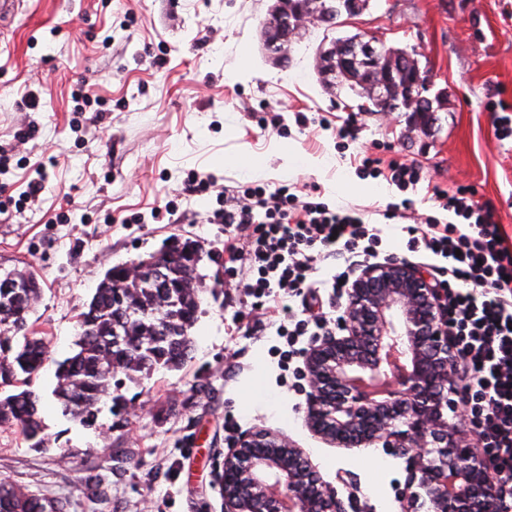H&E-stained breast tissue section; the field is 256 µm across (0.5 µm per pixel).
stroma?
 Here are the masks:
<instances>
[{"instance_id":"1","label":"stroma","mask_w":512,"mask_h":512,"mask_svg":"<svg viewBox=\"0 0 512 512\" xmlns=\"http://www.w3.org/2000/svg\"><path fill=\"white\" fill-rule=\"evenodd\" d=\"M275 0H26L0 53V272L33 271L42 291L28 317L48 360L31 386L42 397L49 438L35 448L0 425V480L62 512H224L215 469L236 438L254 429L304 448L317 474L351 473L358 512H397L405 462L381 448H336L304 425L300 349L310 336L276 335L254 298L215 288L229 279L224 227L207 223L216 193L191 195L190 174L218 185L275 189L362 214L380 227L385 260L413 262L405 225L426 216L455 221L433 186H467L512 241V0H370L333 31L309 26L287 61L269 57L262 33ZM375 36L413 53L442 96L438 112L359 111V97L327 88L319 74L325 35ZM105 102L73 125V88ZM31 94L36 108L21 104ZM33 128L14 147L15 132ZM294 150L286 166L271 141ZM378 175H364V157ZM420 166L407 189L389 164ZM261 168L246 173L247 164ZM44 166L38 200L18 187ZM184 212L173 224L165 205ZM394 218H385L387 208ZM198 242L204 292L181 369L124 381L126 413L101 409L96 427L63 416L53 395L58 361L71 356L78 321L105 271L159 252L171 240Z\"/></svg>"}]
</instances>
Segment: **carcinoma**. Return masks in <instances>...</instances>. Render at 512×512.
<instances>
[{"label":"carcinoma","mask_w":512,"mask_h":512,"mask_svg":"<svg viewBox=\"0 0 512 512\" xmlns=\"http://www.w3.org/2000/svg\"><path fill=\"white\" fill-rule=\"evenodd\" d=\"M316 20L333 24L338 0H301ZM169 261L173 288L160 291L142 273L128 277L125 264L111 266L99 282L82 313L75 353L57 364L54 396L62 413L86 427L96 424L99 404L112 396V380L121 373L132 379L138 373L160 367L178 368L189 358L200 303L201 285L194 257L201 248L193 242L174 243ZM40 293L34 274L12 270L0 278V383L19 382L24 389L0 399V424L20 429L34 447L46 443L44 423L38 413L40 396L27 388L48 359L41 339L24 338L15 348L7 333L26 330L27 316ZM0 512H60L58 505L9 482H0Z\"/></svg>","instance_id":"1"}]
</instances>
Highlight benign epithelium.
I'll use <instances>...</instances> for the list:
<instances>
[{
    "instance_id": "7a95c632",
    "label": "benign epithelium",
    "mask_w": 512,
    "mask_h": 512,
    "mask_svg": "<svg viewBox=\"0 0 512 512\" xmlns=\"http://www.w3.org/2000/svg\"><path fill=\"white\" fill-rule=\"evenodd\" d=\"M282 28L303 26L312 17L297 6L278 16ZM322 56L338 60L353 80L358 63L376 73L380 98L395 104L402 92L410 112L433 111L422 96L428 75L410 55L398 60L373 38L334 39ZM403 84H398L399 78ZM155 288L171 287L159 256L141 260ZM346 307L336 326L316 336L305 353L308 384L305 423L338 448L378 444L406 458L407 478L398 500L401 512H496L501 484L449 414L456 413L454 376L457 344L448 334V301L418 267L397 261L367 265L345 289ZM402 354L408 374L400 386L371 396L362 379L372 378L394 354ZM224 512H348L347 499L324 483L305 451L265 429L241 434L217 472Z\"/></svg>"
}]
</instances>
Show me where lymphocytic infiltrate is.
Listing matches in <instances>:
<instances>
[{
    "instance_id": "1",
    "label": "lymphocytic infiltrate",
    "mask_w": 512,
    "mask_h": 512,
    "mask_svg": "<svg viewBox=\"0 0 512 512\" xmlns=\"http://www.w3.org/2000/svg\"><path fill=\"white\" fill-rule=\"evenodd\" d=\"M433 194L466 225L427 217L406 225L408 246L448 261L440 285L465 373L462 392L473 400L471 423L486 441L493 477L512 484V247L468 189L451 195L437 187ZM212 221L235 242L242 262L238 287L269 302L280 290L292 297L313 296L309 277L318 260L340 250L370 259L380 241L379 229L368 227L360 214L300 200L285 186L271 193L261 186L239 187L214 211Z\"/></svg>"
}]
</instances>
